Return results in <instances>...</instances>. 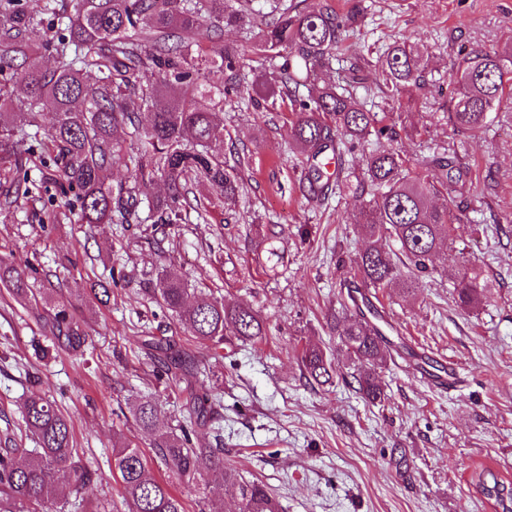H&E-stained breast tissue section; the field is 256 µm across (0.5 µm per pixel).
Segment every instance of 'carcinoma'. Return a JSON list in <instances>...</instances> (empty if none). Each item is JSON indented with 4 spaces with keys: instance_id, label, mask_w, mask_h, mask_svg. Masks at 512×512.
Masks as SVG:
<instances>
[{
    "instance_id": "1",
    "label": "carcinoma",
    "mask_w": 512,
    "mask_h": 512,
    "mask_svg": "<svg viewBox=\"0 0 512 512\" xmlns=\"http://www.w3.org/2000/svg\"><path fill=\"white\" fill-rule=\"evenodd\" d=\"M57 19L56 37L47 41L57 66L41 65L40 48L28 33L40 16ZM363 8L355 3L340 15L328 8H299L288 0H270L263 8L234 9L229 0H0V158L29 132L14 126L15 109H24L28 126L40 128L37 116L53 115L44 145L62 166L60 182L78 190L79 221L83 224H138L146 205L154 224H178L194 209L187 198L189 185L210 183L224 198L239 196L243 180L237 168L212 150L220 139L219 114L232 93L249 89L239 65L238 47L224 43V29L255 32L259 65L271 74L270 82L256 84L259 100L280 98L290 105L295 119L291 136L306 153L304 177L309 189L324 191L329 183L325 153L335 150V135L342 145L354 146L368 136L394 140L397 123L376 126L374 113L355 94L340 86H319L343 33L357 26ZM203 29L194 52L175 41L179 29ZM456 81L448 107V122L455 129L479 131L493 120L492 113L512 109V48L474 51L453 63ZM94 72L90 84L85 74ZM375 72L386 93L399 99L409 86L425 82L420 56L407 42H394L378 57ZM25 97L15 96V85ZM209 106H196L197 97ZM138 99L149 112L148 124L131 109ZM128 129L137 145L130 158L127 183L112 187L109 174L115 158V132ZM462 173L454 157L434 153L418 167L405 165L388 150H374L366 159L363 176L336 167V189L356 183L369 193L361 203L358 223L367 245L357 260L358 274L368 288H418L430 276L434 256L456 242L461 223V201L456 184ZM162 179L163 197H151L150 186ZM409 269L405 276L400 266ZM0 283L17 298L32 295L28 273L0 259ZM486 287L477 276L462 273L456 283L458 301L479 306ZM162 305L188 326L199 343L214 348L228 336L242 343L257 342L266 325L251 307L215 298L203 291L189 295L180 279L160 278L153 289ZM340 329L341 344L357 360L354 376L365 399H381L378 369L387 360L389 341L365 317H331ZM54 338L65 339L77 350L85 338L59 310L48 324ZM144 347L160 351L168 360L171 379L185 384V409L194 423L204 426L216 400L198 394L194 379L201 373L198 360L176 349L173 338L150 336ZM305 375L318 385L332 380V361L318 344L304 345L299 355ZM25 436L37 448L25 455L21 448H0V512H67L94 496L93 473L82 464L66 416L44 396L33 393L21 405ZM140 426L155 435L154 447L170 471L203 486L221 482L234 508L208 504L209 512H282L279 500L258 480H248L224 466V449L191 448L187 436L162 429L156 402L146 398L136 406ZM209 462L207 471L200 469ZM112 471L119 475L129 512H186L183 499L155 476L136 445L125 442L112 449ZM476 491L493 503L495 512H512V481L491 473L473 474Z\"/></svg>"
}]
</instances>
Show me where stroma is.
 I'll return each instance as SVG.
<instances>
[{"label": "stroma", "mask_w": 512, "mask_h": 512, "mask_svg": "<svg viewBox=\"0 0 512 512\" xmlns=\"http://www.w3.org/2000/svg\"><path fill=\"white\" fill-rule=\"evenodd\" d=\"M357 1L364 17L323 83L341 82L352 64L370 67L390 43L417 46L426 83L403 93L405 132L381 146L412 168L451 149L463 173L465 250L438 254L416 293L394 289L373 300L408 345L454 372V387L400 355L380 372L381 402L365 401L345 382L356 363L328 320L340 310L341 292L358 281L365 239L355 199L303 192L287 108L258 112L235 97L224 105L219 149L225 161L240 162L244 189L228 203L220 189L193 185L207 208L180 224L80 223L75 192L61 185L57 160L35 140L19 145L0 172V257L32 269L38 299L26 306L0 288V444L11 437L33 448L20 433L19 403L37 391L70 419L108 512H127L112 471V448L123 441L142 448L188 512H200L207 499L224 501L220 484L204 488L166 469L134 416L152 396L161 422L178 427L180 401L141 346L149 335L175 336L205 362L204 385L221 398L215 419L225 465L267 484L283 512H494L471 478L483 470L512 480V110L479 132H456L448 101L454 61L512 43V0H314L341 14ZM466 256L487 286L474 310L454 293ZM163 273L249 305L266 336L254 345L200 348L150 292ZM101 280L112 288L106 305L91 293ZM63 308L87 342L38 358L40 321ZM308 342L330 355L332 384L302 374L297 355Z\"/></svg>", "instance_id": "1"}]
</instances>
